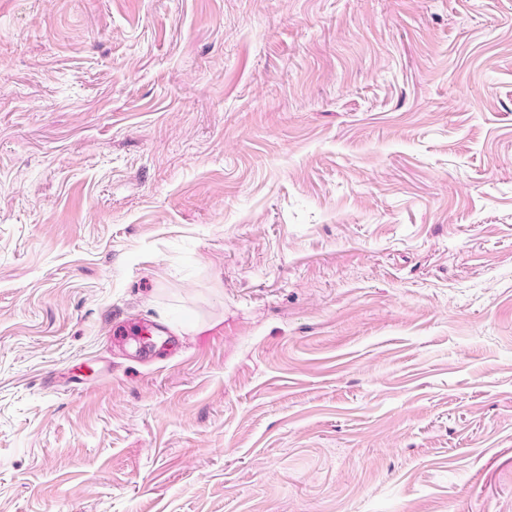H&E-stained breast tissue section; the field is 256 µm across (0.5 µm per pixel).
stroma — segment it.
Wrapping results in <instances>:
<instances>
[{"instance_id":"35a3bbf8","label":"stroma","mask_w":512,"mask_h":512,"mask_svg":"<svg viewBox=\"0 0 512 512\" xmlns=\"http://www.w3.org/2000/svg\"><path fill=\"white\" fill-rule=\"evenodd\" d=\"M0 512H512V0H0Z\"/></svg>"}]
</instances>
